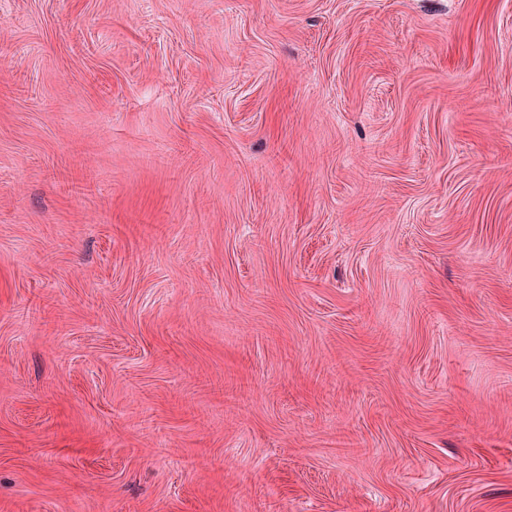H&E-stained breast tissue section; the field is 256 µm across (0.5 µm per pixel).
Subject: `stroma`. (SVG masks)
I'll use <instances>...</instances> for the list:
<instances>
[{
  "instance_id": "stroma-1",
  "label": "stroma",
  "mask_w": 512,
  "mask_h": 512,
  "mask_svg": "<svg viewBox=\"0 0 512 512\" xmlns=\"http://www.w3.org/2000/svg\"><path fill=\"white\" fill-rule=\"evenodd\" d=\"M0 512H512V0H0Z\"/></svg>"
}]
</instances>
